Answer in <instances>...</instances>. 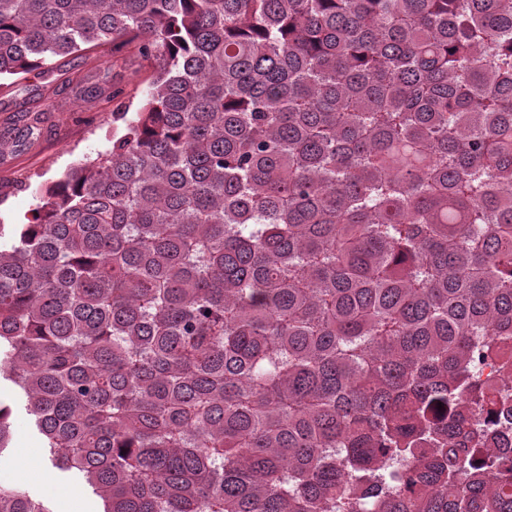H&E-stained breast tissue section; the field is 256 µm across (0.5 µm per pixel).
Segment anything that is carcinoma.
I'll use <instances>...</instances> for the list:
<instances>
[{
  "mask_svg": "<svg viewBox=\"0 0 512 512\" xmlns=\"http://www.w3.org/2000/svg\"><path fill=\"white\" fill-rule=\"evenodd\" d=\"M120 45L138 112L0 225L52 465L102 512H512V0H0V81Z\"/></svg>",
  "mask_w": 512,
  "mask_h": 512,
  "instance_id": "1",
  "label": "carcinoma"
}]
</instances>
